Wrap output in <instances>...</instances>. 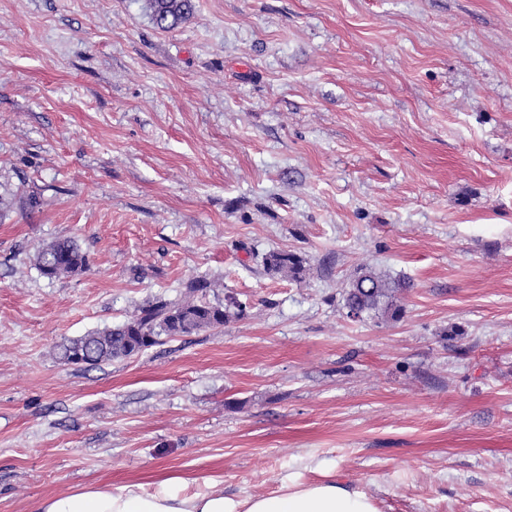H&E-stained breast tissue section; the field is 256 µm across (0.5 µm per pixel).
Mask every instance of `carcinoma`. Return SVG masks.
<instances>
[{"label":"carcinoma","instance_id":"1","mask_svg":"<svg viewBox=\"0 0 512 512\" xmlns=\"http://www.w3.org/2000/svg\"><path fill=\"white\" fill-rule=\"evenodd\" d=\"M152 19L158 29L178 27L194 11V0H150ZM41 275L49 279L69 277L87 266V258L75 240L58 238L34 255ZM264 271L293 280L307 271L306 259L288 251L272 250L262 255ZM211 283L198 279L188 285V295L179 301L156 298L139 308L127 321L86 336L68 339L59 346L58 357L69 363L70 354L80 351L85 364L96 366L114 359H127L163 343V338L189 336L203 329H218L233 318L244 316L247 303L229 296L213 303L206 298ZM411 287L404 279H392L370 268L357 270L346 292L347 315L360 319L371 314L397 319L402 307L396 293Z\"/></svg>","mask_w":512,"mask_h":512}]
</instances>
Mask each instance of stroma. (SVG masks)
Returning <instances> with one entry per match:
<instances>
[{"label": "stroma", "instance_id": "obj_1", "mask_svg": "<svg viewBox=\"0 0 512 512\" xmlns=\"http://www.w3.org/2000/svg\"><path fill=\"white\" fill-rule=\"evenodd\" d=\"M195 4L162 31L149 0H0V512L322 473L512 512V0ZM60 237L88 265L51 280ZM365 266L411 281L400 320L347 317ZM198 277L245 316L59 361ZM34 263L41 275L49 279L69 277L87 266V258L75 240L64 237L40 247ZM264 271L272 276H281L293 280L302 279L307 271L306 259L297 253L272 250L262 255Z\"/></svg>", "mask_w": 512, "mask_h": 512}]
</instances>
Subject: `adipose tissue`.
Wrapping results in <instances>:
<instances>
[{
    "label": "adipose tissue",
    "instance_id": "ef3b65f1",
    "mask_svg": "<svg viewBox=\"0 0 512 512\" xmlns=\"http://www.w3.org/2000/svg\"><path fill=\"white\" fill-rule=\"evenodd\" d=\"M36 512H379L365 492L330 477L308 482L291 477L267 496L227 495L220 489L186 492L181 479L117 488L104 484L42 499Z\"/></svg>",
    "mask_w": 512,
    "mask_h": 512
}]
</instances>
